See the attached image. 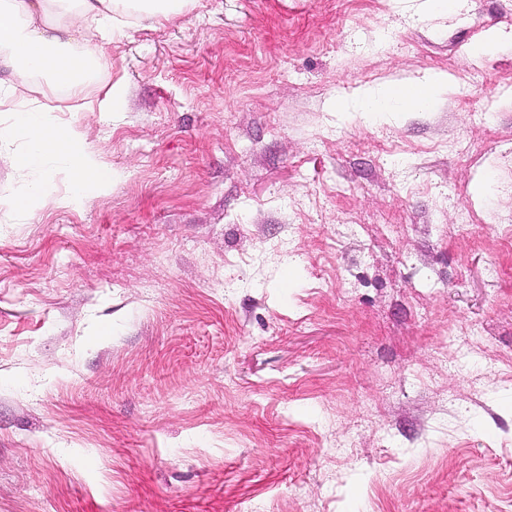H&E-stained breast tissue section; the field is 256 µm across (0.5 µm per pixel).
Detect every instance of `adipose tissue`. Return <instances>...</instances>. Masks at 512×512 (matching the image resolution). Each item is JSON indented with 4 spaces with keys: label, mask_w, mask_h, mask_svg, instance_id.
Instances as JSON below:
<instances>
[{
    "label": "adipose tissue",
    "mask_w": 512,
    "mask_h": 512,
    "mask_svg": "<svg viewBox=\"0 0 512 512\" xmlns=\"http://www.w3.org/2000/svg\"><path fill=\"white\" fill-rule=\"evenodd\" d=\"M186 0H8L0 7V67L9 69L13 86L37 75L48 76L55 89L80 91L89 78L109 65L106 47L117 12L162 23L181 14ZM95 27L97 37L77 42L75 34ZM52 102L29 106L8 93L0 96V112L14 115L0 129V138L22 141V150L8 155L14 169L24 171L63 158L74 192L89 182L110 184L112 170L99 163L82 132L48 121Z\"/></svg>",
    "instance_id": "ef3b65f1"
}]
</instances>
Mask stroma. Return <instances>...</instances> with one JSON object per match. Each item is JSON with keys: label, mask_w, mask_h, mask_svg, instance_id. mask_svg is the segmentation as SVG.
I'll use <instances>...</instances> for the list:
<instances>
[{"label": "stroma", "mask_w": 512, "mask_h": 512, "mask_svg": "<svg viewBox=\"0 0 512 512\" xmlns=\"http://www.w3.org/2000/svg\"><path fill=\"white\" fill-rule=\"evenodd\" d=\"M423 3L192 0L33 79L112 184L0 209V512H512V0ZM441 79H426L422 81H408L388 88L384 93L370 95L365 100H375L385 97L386 104H402L410 108H417L430 101L434 96L436 84L441 83Z\"/></svg>", "instance_id": "1"}]
</instances>
